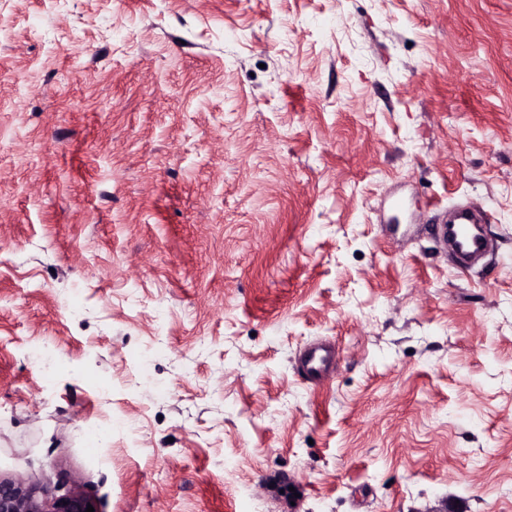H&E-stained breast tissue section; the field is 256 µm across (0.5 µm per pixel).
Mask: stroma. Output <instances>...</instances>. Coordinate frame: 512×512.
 <instances>
[{
  "instance_id": "stroma-1",
  "label": "stroma",
  "mask_w": 512,
  "mask_h": 512,
  "mask_svg": "<svg viewBox=\"0 0 512 512\" xmlns=\"http://www.w3.org/2000/svg\"><path fill=\"white\" fill-rule=\"evenodd\" d=\"M457 203L494 245L465 276L429 232ZM14 477L512 512V0H0ZM336 361V349L331 344L320 343L306 348L300 356L303 373L310 378H320Z\"/></svg>"
}]
</instances>
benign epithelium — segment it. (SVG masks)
Instances as JSON below:
<instances>
[{"instance_id":"7a95c632","label":"benign epithelium","mask_w":512,"mask_h":512,"mask_svg":"<svg viewBox=\"0 0 512 512\" xmlns=\"http://www.w3.org/2000/svg\"><path fill=\"white\" fill-rule=\"evenodd\" d=\"M95 500L75 481L60 496L20 478L0 479V512H86Z\"/></svg>"}]
</instances>
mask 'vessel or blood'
Here are the masks:
<instances>
[{
  "label": "vessel or blood",
  "instance_id": "obj_1",
  "mask_svg": "<svg viewBox=\"0 0 512 512\" xmlns=\"http://www.w3.org/2000/svg\"><path fill=\"white\" fill-rule=\"evenodd\" d=\"M483 214L472 207H456L441 213L432 226L433 235L441 248L454 252L461 270H469L474 261L487 250L485 239L472 232V225L482 223ZM336 361V349L327 343L306 348L300 356L303 373L319 378L327 373Z\"/></svg>",
  "mask_w": 512,
  "mask_h": 512
}]
</instances>
